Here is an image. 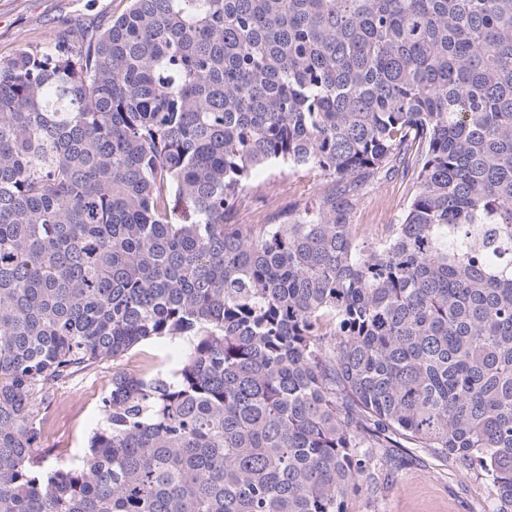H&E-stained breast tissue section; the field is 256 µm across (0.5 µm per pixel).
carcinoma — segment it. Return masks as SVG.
<instances>
[{"label": "carcinoma", "instance_id": "carcinoma-1", "mask_svg": "<svg viewBox=\"0 0 512 512\" xmlns=\"http://www.w3.org/2000/svg\"><path fill=\"white\" fill-rule=\"evenodd\" d=\"M271 165L312 206L239 224ZM411 175L384 241L356 197ZM512 0H130L0 62V512H345L426 448L512 512ZM118 371L77 465L57 383ZM178 345L168 340L146 342L125 357L94 364L60 383L46 401L41 454L49 468L78 463L89 452L88 440L103 419L101 400L112 388L118 369L139 371L147 365L170 368Z\"/></svg>", "mask_w": 512, "mask_h": 512}]
</instances>
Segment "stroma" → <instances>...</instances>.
<instances>
[{"label":"stroma","instance_id":"1","mask_svg":"<svg viewBox=\"0 0 512 512\" xmlns=\"http://www.w3.org/2000/svg\"><path fill=\"white\" fill-rule=\"evenodd\" d=\"M129 0H0V62L28 46L49 47L57 33L78 26L89 32L107 27L125 13ZM324 184L316 174L284 167L260 171L244 199L237 221L272 224L278 213L311 204ZM411 183L395 174L375 178L355 202L352 221L360 235L386 239L403 215ZM178 347L168 340L146 342L125 357L94 364L59 384L46 402L42 455L50 468L78 463L103 419L101 400L115 371L146 366L168 368ZM376 495L354 494L346 512H489L488 484L452 459L424 448L390 449L379 472Z\"/></svg>","mask_w":512,"mask_h":512}]
</instances>
